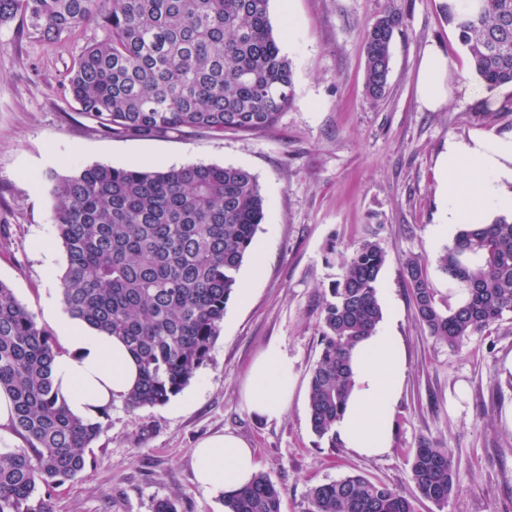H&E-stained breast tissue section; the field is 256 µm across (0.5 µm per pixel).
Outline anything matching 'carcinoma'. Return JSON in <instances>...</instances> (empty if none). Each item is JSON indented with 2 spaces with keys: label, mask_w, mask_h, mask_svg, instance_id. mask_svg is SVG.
I'll list each match as a JSON object with an SVG mask.
<instances>
[{
  "label": "carcinoma",
  "mask_w": 512,
  "mask_h": 512,
  "mask_svg": "<svg viewBox=\"0 0 512 512\" xmlns=\"http://www.w3.org/2000/svg\"><path fill=\"white\" fill-rule=\"evenodd\" d=\"M270 0H0V24L21 17L52 45L98 22L104 35L74 62L67 86L102 132L160 136L185 129L261 132L292 100V70L269 18ZM470 62L489 86L512 84V0L446 6ZM404 25L390 5L364 30L365 92L385 96L390 48ZM51 220L66 252L59 279L71 316L121 339L140 369L124 399L137 409L167 403L194 379L220 335L237 273L264 217L256 177L241 167H77L46 176ZM386 254L363 241L328 289L319 359L309 378L313 434L336 447L333 426L352 378L349 356L383 318L377 285ZM419 325L450 347L512 312V222L467 224L438 257L458 284L438 297L424 263L405 262ZM51 334L0 282V391L14 405L11 430L24 448L0 451V512H52L36 497L86 468L98 422L73 417L53 388ZM411 481L443 507L455 492L453 449L421 438ZM309 512H414L412 499L362 474L312 488ZM225 512H281V492L259 472L224 496Z\"/></svg>",
  "instance_id": "cac0c4a2"
}]
</instances>
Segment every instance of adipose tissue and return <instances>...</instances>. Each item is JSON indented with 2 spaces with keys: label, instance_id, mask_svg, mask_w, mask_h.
<instances>
[{
  "label": "adipose tissue",
  "instance_id": "ef3b65f1",
  "mask_svg": "<svg viewBox=\"0 0 512 512\" xmlns=\"http://www.w3.org/2000/svg\"><path fill=\"white\" fill-rule=\"evenodd\" d=\"M456 76L445 55L428 48L417 74L419 102L441 109ZM440 193L446 201L436 238L451 236L461 224L478 223L485 211L512 218V136L479 132L469 140L449 139L440 159ZM52 328L66 346L51 366L55 389L69 412L84 421H97L102 408L123 400L138 379V366L125 345L67 314L49 312ZM353 387L334 432L338 441L364 457L387 454L393 442L394 418L406 376L401 337L383 324L362 340L352 354ZM296 375L287 356L269 348L253 364L244 390L250 412L282 416L294 394ZM200 488L231 494L246 486L258 471L252 448L231 433L209 436L192 450Z\"/></svg>",
  "mask_w": 512,
  "mask_h": 512
}]
</instances>
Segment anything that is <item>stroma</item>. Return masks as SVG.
<instances>
[{"label":"stroma","instance_id":"35a3bbf8","mask_svg":"<svg viewBox=\"0 0 512 512\" xmlns=\"http://www.w3.org/2000/svg\"><path fill=\"white\" fill-rule=\"evenodd\" d=\"M391 4L405 27L392 40L387 94L376 101L364 88V29ZM269 14L291 63L292 102L264 132L221 137L101 132L64 87L85 45L101 37L98 25L53 46L21 19L0 26V282L37 318L60 304L66 268L47 171L235 166L256 176L264 198L256 254L238 274L250 296L229 300L206 365L166 404L132 411L113 403L84 472L53 490L52 512H153L171 496L178 512H224L222 498L197 486L191 464L195 444L223 431L254 448L260 471L281 491L282 512H307L311 488L351 474L412 493L408 451L424 437L453 448L456 489L444 507L416 500V512H512V381L498 375L512 352V313L490 333L448 347L420 327L404 269L405 258L420 257L433 287L447 294L437 265L445 244L431 235L445 206L439 158L452 137L511 136L512 85L476 81L441 0H270ZM430 45L459 74L436 111L417 99L418 66ZM367 239L387 256L377 295L383 310L398 312L408 364L393 447L379 458L327 447L308 417L323 295ZM272 346L296 373L293 398L276 419L251 414L243 399L251 363Z\"/></svg>","mask_w":512,"mask_h":512}]
</instances>
